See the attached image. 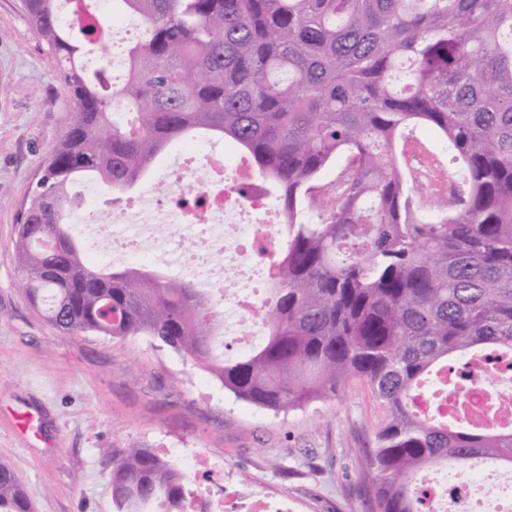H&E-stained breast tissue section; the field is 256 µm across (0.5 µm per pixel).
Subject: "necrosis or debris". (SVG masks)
<instances>
[{
    "mask_svg": "<svg viewBox=\"0 0 512 512\" xmlns=\"http://www.w3.org/2000/svg\"><path fill=\"white\" fill-rule=\"evenodd\" d=\"M178 176L171 182L174 195L193 194L204 201V218L192 216L180 204L161 206L151 188L133 194L124 208L102 205V189L87 186L85 196L98 204L92 213V233L101 225L112 227L109 236L112 255L129 260L135 249H143L155 269L177 275L184 268V256L196 251L195 276L200 287L224 297L221 320L225 335L231 336L238 351L256 345L255 323L262 315L256 283L267 282L268 269L252 267L247 278L238 277L237 268L248 262L249 249L258 239L275 242L283 223L277 210L265 201L239 199L225 188L224 176L234 173L237 180L249 176L248 167L232 154L206 150L193 163L175 159ZM465 369L473 381L460 388L443 384L435 397L421 396L418 406L429 410L440 402L441 410L456 421L486 429H496L512 420V355L477 351L469 355ZM488 465L482 458L469 463L463 478L440 481L427 476L422 480L428 491L427 512H512V471L498 469V480L485 482ZM190 512H292L287 496L271 495L259 488L244 489L234 484L198 488Z\"/></svg>",
    "mask_w": 512,
    "mask_h": 512,
    "instance_id": "4bbe7bcc",
    "label": "necrosis or debris"
}]
</instances>
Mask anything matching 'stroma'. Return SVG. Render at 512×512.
<instances>
[{
  "label": "stroma",
  "instance_id": "obj_1",
  "mask_svg": "<svg viewBox=\"0 0 512 512\" xmlns=\"http://www.w3.org/2000/svg\"><path fill=\"white\" fill-rule=\"evenodd\" d=\"M72 119L23 0H0V461L20 476L33 512H114L101 451L134 444L223 458L230 481L288 495L298 512H375L378 406L365 382L276 413L160 343L66 335L29 306L18 226ZM401 161L421 212L457 209L466 183L440 134L411 127Z\"/></svg>",
  "mask_w": 512,
  "mask_h": 512
}]
</instances>
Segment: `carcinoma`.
I'll use <instances>...</instances> for the list:
<instances>
[{
	"instance_id": "cac0c4a2",
	"label": "carcinoma",
	"mask_w": 512,
	"mask_h": 512,
	"mask_svg": "<svg viewBox=\"0 0 512 512\" xmlns=\"http://www.w3.org/2000/svg\"><path fill=\"white\" fill-rule=\"evenodd\" d=\"M140 18L116 83L83 59L110 34L67 25L57 0H25L74 118L19 225L29 304L66 333L147 336L191 357L236 398L280 412L336 396L350 377L378 404L376 512H423L424 468L484 457L512 466L498 430L433 421L421 379L479 348L512 351V0H111ZM440 133L468 192L460 208L414 207L403 129ZM204 132L231 141L288 215L267 284L263 344L215 354L217 295L145 263L111 270L72 233L73 184L126 193L165 148ZM340 155L332 192L317 185ZM115 512H188L191 483L146 447L114 449ZM0 512H31L0 462Z\"/></svg>"
}]
</instances>
